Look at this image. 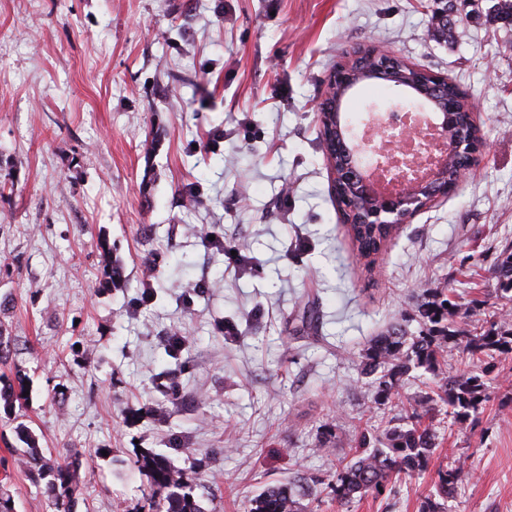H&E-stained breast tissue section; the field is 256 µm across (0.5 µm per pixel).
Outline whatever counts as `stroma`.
Here are the masks:
<instances>
[{
    "label": "stroma",
    "instance_id": "stroma-1",
    "mask_svg": "<svg viewBox=\"0 0 512 512\" xmlns=\"http://www.w3.org/2000/svg\"><path fill=\"white\" fill-rule=\"evenodd\" d=\"M495 2L461 0L449 46L433 0H0V326L23 342L0 374L29 377L0 408L15 512H53L16 462L22 425L78 461L77 512H150L141 447L196 468L206 512H249L288 482L316 486L314 512H418L455 460L468 476L450 512H512V369L464 427L436 416L425 471L345 509L325 492L355 435L393 415L361 372L368 339L435 285L512 311L489 272L512 244V27L490 22ZM367 45L457 83L486 145L369 272L315 114L334 65Z\"/></svg>",
    "mask_w": 512,
    "mask_h": 512
}]
</instances>
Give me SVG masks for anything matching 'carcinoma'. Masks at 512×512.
I'll list each match as a JSON object with an SVG mask.
<instances>
[{
	"label": "carcinoma",
	"instance_id": "cac0c4a2",
	"mask_svg": "<svg viewBox=\"0 0 512 512\" xmlns=\"http://www.w3.org/2000/svg\"><path fill=\"white\" fill-rule=\"evenodd\" d=\"M493 19L512 25V0H497ZM347 234L363 261L371 270L393 231L387 229L373 236L352 224ZM497 282L496 291L512 292V246L503 248L492 267ZM484 314L477 303L466 306L449 296L446 288H428L415 305V320L419 330L411 332L408 319H401L384 333L367 341L362 352V374L374 377L373 402L378 406L393 405L400 383L411 373L431 375V393L410 405L400 417V423L383 433H358L350 449V459H342L333 479L327 483V495L340 505H347L369 491L381 492L400 475L423 470L439 447V436L433 428V418L439 412L448 414L452 423L462 428L470 412L479 409L487 399V383L498 358L512 357V316L502 313L481 330H469L458 318H473ZM463 347L474 362L472 371L450 375L448 353ZM0 387V404L11 411L24 399L28 380L16 371L14 378L4 380ZM20 435L27 442L22 465L31 480L46 481L45 493L54 512H76L73 497L80 482L79 463L52 466L45 449L36 446L35 437L25 427ZM136 463L150 479L149 500L154 512H204L193 488L200 481L193 470L179 468L162 454L151 449L139 453ZM465 476L460 464H449L438 471L436 495L444 500L454 496ZM250 512H305L291 485H275L264 489L251 503Z\"/></svg>",
	"mask_w": 512,
	"mask_h": 512
}]
</instances>
